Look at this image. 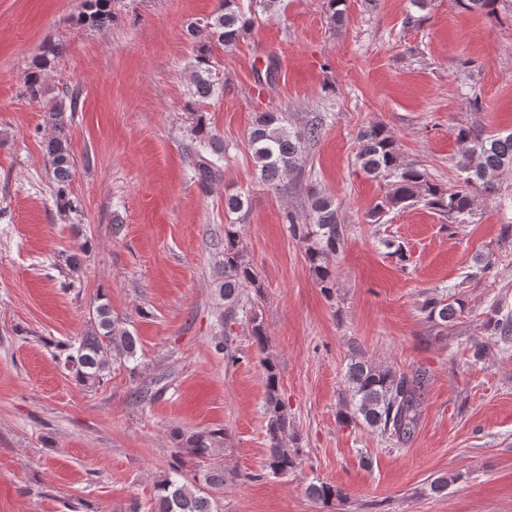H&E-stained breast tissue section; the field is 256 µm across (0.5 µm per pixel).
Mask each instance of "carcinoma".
<instances>
[{
    "label": "carcinoma",
    "mask_w": 512,
    "mask_h": 512,
    "mask_svg": "<svg viewBox=\"0 0 512 512\" xmlns=\"http://www.w3.org/2000/svg\"><path fill=\"white\" fill-rule=\"evenodd\" d=\"M112 0H85L82 22L95 29H105L112 23ZM252 24L240 6L239 0H219L218 8L201 25H193L188 34L195 48V69L189 93L193 100L203 101L217 92L211 77L213 68L212 44L221 46L236 44ZM60 47L48 44L24 78L25 93L36 102L43 93L45 72L55 65ZM78 111V94H65L46 113V123L51 128L44 141V151L51 163V182L54 203L63 215L77 214L82 202L71 193L75 176V158L71 145V128ZM456 139L464 145V153L458 164L460 175L452 186L444 189L430 180L426 170L400 161L395 140L381 126H371L357 137L356 163L359 169L374 180L387 183L388 192L374 208V215L411 206L421 202L439 214L460 224L470 215L473 199L480 195L488 199L496 195L497 187L492 177L512 168V133L506 136L484 135L471 128L454 130ZM319 129L312 127L305 134L292 132L285 125V117L277 112H263L255 122L249 137V149L260 178L278 185L281 178L303 167L305 141L318 137ZM192 172L198 183L205 186L223 175L224 145L217 134L208 127L203 116L196 117ZM312 223L301 224L293 215L287 216L290 232L304 241H312L307 248V259L324 294L330 295L336 288V272L327 263L328 257L340 251L344 235L340 225L338 206L313 191L308 197ZM224 281L219 294L224 299L225 317L233 320L242 305V295L248 288L261 294L262 285L253 267L246 260L240 246L236 225H224ZM83 254L72 253L66 259L61 287L74 286L82 271ZM429 318L446 325L456 319L464 305L455 299L450 301L437 294L429 295L422 306ZM253 343L265 350L268 344L266 328L259 317H248ZM53 358L82 386L99 387L115 366L127 365L137 360L138 337L120 326L112 318L108 303L97 304L90 317V328L73 340L49 343ZM266 379L265 414L266 437L269 453L265 469L273 476L286 477L299 465V450L288 447L290 420L279 397V372L276 363L263 362ZM349 391L350 419L359 421L371 431L404 442L415 432L424 396V377L408 375L388 366L376 365L354 356L346 371ZM179 450L194 457L209 455L212 448L224 439V430L212 429L186 432L175 428L171 432ZM224 486V470L210 468L204 476V486H194L184 479L181 463H172L170 472L156 485L153 512H217L214 498L206 488ZM311 498L329 505L341 498L340 488L324 482L308 487Z\"/></svg>",
    "instance_id": "1"
}]
</instances>
